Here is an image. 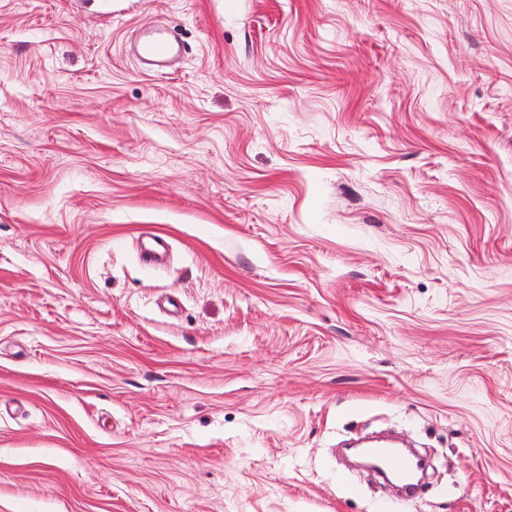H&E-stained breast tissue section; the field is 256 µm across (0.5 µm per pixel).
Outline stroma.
Returning a JSON list of instances; mask_svg holds the SVG:
<instances>
[{
    "mask_svg": "<svg viewBox=\"0 0 512 512\" xmlns=\"http://www.w3.org/2000/svg\"><path fill=\"white\" fill-rule=\"evenodd\" d=\"M0 512H512V0H0ZM180 51V44L168 34L152 32L137 48V55L143 64L150 67H161L172 55ZM366 449L371 456L379 459L388 471L405 482L404 487L407 488L403 495L405 500H412L418 495L417 485L408 479L409 474L415 467V462L411 457L400 453L396 448L388 446H375Z\"/></svg>",
    "mask_w": 512,
    "mask_h": 512,
    "instance_id": "1",
    "label": "stroma"
}]
</instances>
